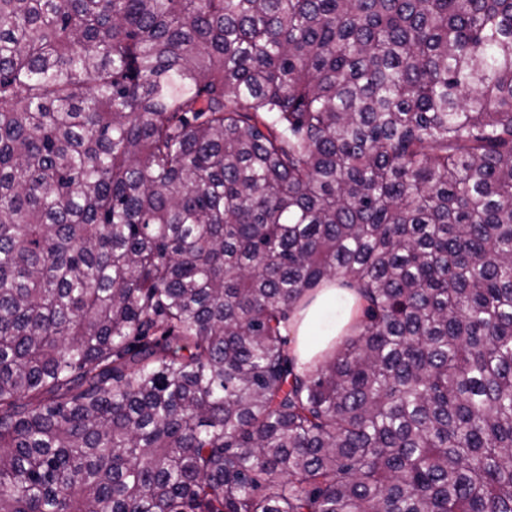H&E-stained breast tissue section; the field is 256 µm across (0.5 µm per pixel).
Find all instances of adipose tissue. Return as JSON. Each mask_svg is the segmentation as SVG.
<instances>
[{
	"instance_id": "adipose-tissue-1",
	"label": "adipose tissue",
	"mask_w": 512,
	"mask_h": 512,
	"mask_svg": "<svg viewBox=\"0 0 512 512\" xmlns=\"http://www.w3.org/2000/svg\"><path fill=\"white\" fill-rule=\"evenodd\" d=\"M347 292L335 282L324 283L315 293L310 305L301 309L290 328L297 338L301 359H310L315 353L327 350L352 320Z\"/></svg>"
}]
</instances>
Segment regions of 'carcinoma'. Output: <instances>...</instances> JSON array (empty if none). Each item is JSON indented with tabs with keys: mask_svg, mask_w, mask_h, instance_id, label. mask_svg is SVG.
Masks as SVG:
<instances>
[{
	"mask_svg": "<svg viewBox=\"0 0 512 512\" xmlns=\"http://www.w3.org/2000/svg\"><path fill=\"white\" fill-rule=\"evenodd\" d=\"M0 512H512V0H0ZM346 297L354 299L336 282H325L310 305L301 309L291 322L289 328L297 336V349L302 360H309L315 353L327 350L336 336L343 337L344 328L352 320L351 305L341 303Z\"/></svg>",
	"mask_w": 512,
	"mask_h": 512,
	"instance_id": "1",
	"label": "carcinoma"
}]
</instances>
